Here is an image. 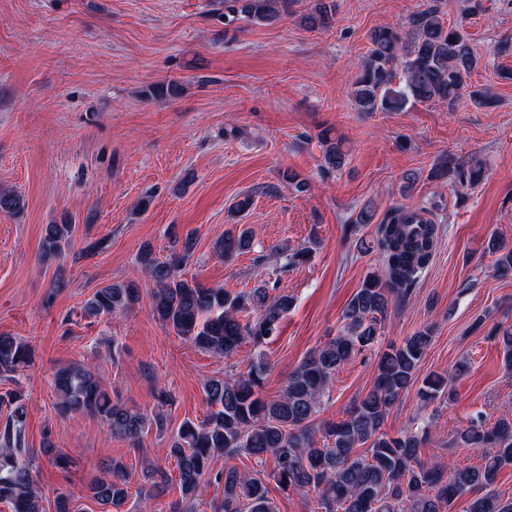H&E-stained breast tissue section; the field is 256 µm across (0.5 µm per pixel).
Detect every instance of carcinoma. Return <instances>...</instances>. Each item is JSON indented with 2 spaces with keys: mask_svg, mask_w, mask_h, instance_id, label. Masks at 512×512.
Returning a JSON list of instances; mask_svg holds the SVG:
<instances>
[{
  "mask_svg": "<svg viewBox=\"0 0 512 512\" xmlns=\"http://www.w3.org/2000/svg\"><path fill=\"white\" fill-rule=\"evenodd\" d=\"M294 3L224 0V25L241 19L265 25L292 13ZM333 13L330 4L319 0L306 22L311 29L327 28ZM369 42L371 47L353 80V98L361 112H402L410 104L435 100L454 105L478 65V57L462 34V24H446L435 4L410 16L408 32L378 27L371 31ZM181 90L180 84L169 81L153 87L150 95L174 98ZM320 140L324 171L341 169L348 158L344 139L323 134ZM480 175L481 168L449 157L429 172L433 180L461 187L475 185ZM23 206L20 195L0 190V213L14 214ZM412 213V209H396L376 225L373 247L382 255L384 275L365 277L344 310V330L310 351L273 400L262 396L270 372L263 347L277 336L292 298L285 294L272 297L264 286L233 293L183 278L182 265L195 249V238L191 233L179 236L174 226L167 258L158 259L152 246L143 245L139 269L156 285L152 312L158 322L193 347L228 362H242L240 347L246 342L256 351L245 371L206 380L207 415L200 421H183L173 434L168 455L175 463L180 500L172 512H200L202 479L220 454L224 455V471L215 474V481H224V497L211 502V512H275L270 479L282 490L314 489L325 512H446L465 493L471 496L467 512H512V498L502 497L494 488L498 473L512 466V418H499L488 427L477 417L456 433L455 445L482 450V464L477 467L454 468L438 460L428 448L424 429L407 428L393 436L384 430L391 409L418 378L420 362L432 341L429 327L399 344L389 343L378 355L371 389L342 418L317 428L313 425L336 370L374 343L379 318L414 288L433 260L438 226L417 224ZM72 232L73 224L68 221L45 225L43 255L61 254L70 245ZM253 244L251 230L237 224L224 232L215 249L232 256L251 251ZM488 249L500 253L498 273H512V247L507 249L492 238ZM275 251L287 266L300 264L309 255L305 248L290 249L286 244ZM138 300L135 281L112 283L94 291L84 313L111 315L131 309ZM491 335L499 339L504 369L512 374V324L496 326ZM31 363L28 343L0 334V378L14 381ZM54 388L60 414L99 420L132 451L140 450L142 435L150 427L161 431L167 424V416L159 411L148 415L112 399V392L97 375L80 365L61 368L54 377ZM419 396L426 403L451 398L449 378L436 372L426 375ZM0 404L10 408L0 425V501L11 512H46L34 471L37 453L28 447L21 390L1 395ZM242 455L253 456L262 465L269 458L273 469L242 471L231 464ZM149 479L152 491L144 494L146 501L165 489L168 472L153 466ZM87 490L102 512H128L130 481L123 463L105 466Z\"/></svg>",
  "mask_w": 512,
  "mask_h": 512,
  "instance_id": "1",
  "label": "carcinoma"
}]
</instances>
